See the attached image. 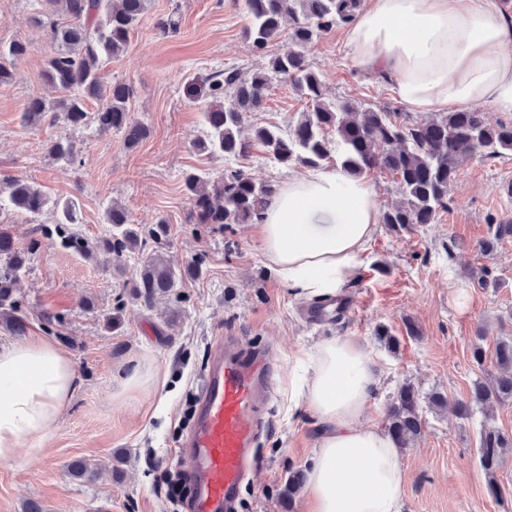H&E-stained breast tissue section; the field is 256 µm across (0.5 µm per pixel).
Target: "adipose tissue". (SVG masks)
Here are the masks:
<instances>
[{
  "instance_id": "ef3b65f1",
  "label": "adipose tissue",
  "mask_w": 512,
  "mask_h": 512,
  "mask_svg": "<svg viewBox=\"0 0 512 512\" xmlns=\"http://www.w3.org/2000/svg\"><path fill=\"white\" fill-rule=\"evenodd\" d=\"M357 68L394 77L414 112L483 104L512 114V20L496 0H372L346 32ZM372 186L338 168L288 180L262 220L265 253L297 297L339 295L377 231ZM71 359L45 339L0 350V462L40 449L75 390ZM377 380L362 347L333 337L299 359L291 386L321 421L307 466L311 512H400V452L362 425Z\"/></svg>"
}]
</instances>
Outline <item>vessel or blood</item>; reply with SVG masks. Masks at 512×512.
Instances as JSON below:
<instances>
[{
    "mask_svg": "<svg viewBox=\"0 0 512 512\" xmlns=\"http://www.w3.org/2000/svg\"><path fill=\"white\" fill-rule=\"evenodd\" d=\"M266 355L246 354L236 337L210 346L192 423L178 445L189 488L185 512H237L270 393Z\"/></svg>",
    "mask_w": 512,
    "mask_h": 512,
    "instance_id": "vessel-or-blood-1",
    "label": "vessel or blood"
}]
</instances>
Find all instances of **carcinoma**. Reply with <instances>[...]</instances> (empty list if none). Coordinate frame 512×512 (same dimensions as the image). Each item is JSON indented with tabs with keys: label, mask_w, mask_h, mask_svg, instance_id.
<instances>
[{
	"label": "carcinoma",
	"mask_w": 512,
	"mask_h": 512,
	"mask_svg": "<svg viewBox=\"0 0 512 512\" xmlns=\"http://www.w3.org/2000/svg\"><path fill=\"white\" fill-rule=\"evenodd\" d=\"M148 0H43V12L35 22L48 27L54 50L45 61L44 79L61 96L48 101L40 96L29 100L23 113L27 125L53 124L58 116L73 129L90 128L99 135L118 132L133 149L149 134L148 127L131 116L135 99L133 86L115 81L105 87L100 66L106 59L126 50L132 32L147 9ZM248 25L245 35L254 54L266 66L253 73L238 67L215 71L198 84L185 86L189 102L197 105L209 129L197 149L226 157L249 155L252 143L239 136L246 114L263 105L276 77L288 80L308 104L306 111L289 127L260 126L254 140L261 143L271 159L282 166L302 164L318 168L336 154L342 170L353 178L374 172L390 176L400 196L398 203L380 213V223L399 232L418 224H432L448 206L451 188L466 162L512 154V122L491 124L478 109L444 112L428 122L418 123L402 112L366 107L352 101L329 98L320 77L311 69L304 49L316 37L340 24L352 22L362 0H245ZM288 37L293 49L278 53L275 45ZM32 50L21 40L0 44V88L14 79V62ZM99 103L88 111V101ZM49 157L74 166L79 163L75 143L56 138L46 144ZM185 190L197 224H244L262 222L265 209L277 187L260 181L241 169L226 170L217 179L190 172L184 178ZM8 190V201L31 217L42 215L53 206L54 226L47 235L56 236L62 247L77 252L90 250L89 242L73 225L80 223L75 198L49 203L46 194L22 178L0 183V194ZM112 225V236L98 248L115 258L123 257L147 242L156 247L167 240L168 222L158 220L144 230L131 224L125 207L113 202L105 212ZM507 239H512V222L488 225V236L478 251L489 256ZM28 252L19 250L11 233L0 229V325L21 335L26 318L21 313L18 288L27 269ZM199 264L183 271L160 262L158 253L139 261L132 282L136 296L147 307L155 299L181 287L187 277L199 275ZM496 373L473 383L471 403L459 406L467 417L470 404L486 407L512 399V338L502 339L495 348ZM420 394L404 383L390 404L385 430L397 447L409 448L423 432ZM512 436L488 426L481 433L479 463L488 477L490 494L501 488L496 479Z\"/></svg>",
	"instance_id": "obj_1"
}]
</instances>
